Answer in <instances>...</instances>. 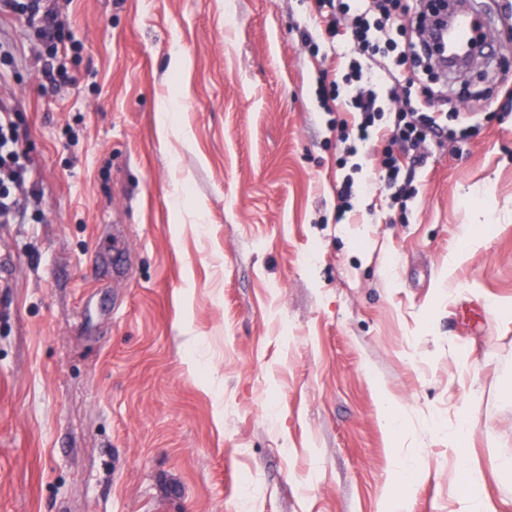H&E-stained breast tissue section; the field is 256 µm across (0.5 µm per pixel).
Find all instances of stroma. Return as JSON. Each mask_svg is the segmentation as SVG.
I'll return each instance as SVG.
<instances>
[{"label": "stroma", "instance_id": "1", "mask_svg": "<svg viewBox=\"0 0 512 512\" xmlns=\"http://www.w3.org/2000/svg\"><path fill=\"white\" fill-rule=\"evenodd\" d=\"M473 3L495 60L374 57L450 133L406 209L362 192L342 220L346 176L402 151L341 168L317 89L358 50L313 0H49L50 68L0 15L39 194L0 224V512H380L415 461L410 512H461L463 418L485 512H512V0Z\"/></svg>", "mask_w": 512, "mask_h": 512}]
</instances>
